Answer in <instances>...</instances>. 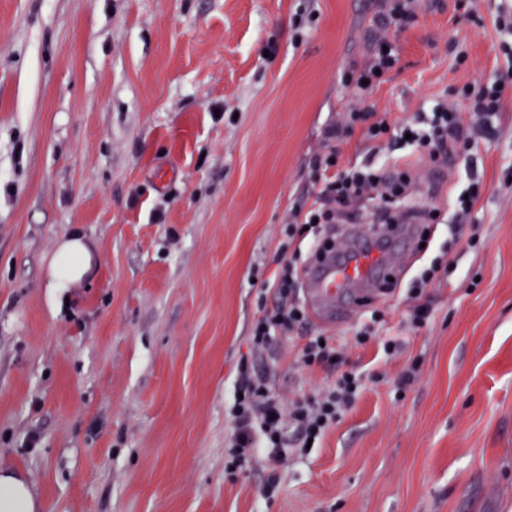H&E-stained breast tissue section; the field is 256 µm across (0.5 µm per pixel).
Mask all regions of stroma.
I'll return each instance as SVG.
<instances>
[{"label": "stroma", "instance_id": "1", "mask_svg": "<svg viewBox=\"0 0 512 512\" xmlns=\"http://www.w3.org/2000/svg\"><path fill=\"white\" fill-rule=\"evenodd\" d=\"M502 6L480 0L478 26L457 0H423L364 102L402 119L502 77ZM373 14V0H0V468L43 512H512V81L444 181L412 161L409 203L439 217L406 277L256 360L284 403L312 397L334 374L297 355L334 337L363 377L355 406L277 470L225 468L283 225L326 178L316 158ZM474 175L485 189L457 232L448 212ZM74 232L96 274L54 297L47 263ZM430 267L414 328L407 289ZM375 311L376 338L353 344Z\"/></svg>", "mask_w": 512, "mask_h": 512}]
</instances>
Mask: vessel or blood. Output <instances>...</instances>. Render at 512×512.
Returning a JSON list of instances; mask_svg holds the SVG:
<instances>
[{
  "label": "vessel or blood",
  "mask_w": 512,
  "mask_h": 512,
  "mask_svg": "<svg viewBox=\"0 0 512 512\" xmlns=\"http://www.w3.org/2000/svg\"><path fill=\"white\" fill-rule=\"evenodd\" d=\"M415 238L408 226L394 225L390 235L356 244L352 250H321L305 274L304 296L312 316L327 326L401 271L393 257L412 251Z\"/></svg>",
  "instance_id": "1"
}]
</instances>
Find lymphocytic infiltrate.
Returning a JSON list of instances; mask_svg holds the SVG:
<instances>
[{
    "instance_id": "lymphocytic-infiltrate-1",
    "label": "lymphocytic infiltrate",
    "mask_w": 512,
    "mask_h": 512,
    "mask_svg": "<svg viewBox=\"0 0 512 512\" xmlns=\"http://www.w3.org/2000/svg\"><path fill=\"white\" fill-rule=\"evenodd\" d=\"M375 7L373 22L378 34L365 62L352 67L345 79L346 87L361 92L379 85L393 68L396 46L392 35L415 21L420 0H375ZM460 95L468 101L467 109L441 102L415 116L408 131L418 152L428 153L434 160L454 145L471 144L474 126L502 109L503 92L496 83L468 84ZM319 162L331 169L332 175L319 192L317 207L291 214L284 228L288 238H307L309 230H320L325 224H359L366 219L374 224H390L397 219L409 224L426 221L425 212L406 204L412 188L408 170L371 163L342 169L333 150ZM366 199L376 203L374 212L367 216L359 208ZM273 288V305L261 308L252 328L251 344L256 351L266 349L275 336L295 330L304 320L294 292L295 268L291 263L276 271ZM360 387V377L346 371L315 397L294 401L287 408L272 390L268 377L256 372L249 358H242L235 385L237 396L229 411L234 432L228 471L245 472L262 460L280 463L282 450L288 445L306 450L309 441L324 437L354 404Z\"/></svg>"
}]
</instances>
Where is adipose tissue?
I'll use <instances>...</instances> for the list:
<instances>
[{
  "mask_svg": "<svg viewBox=\"0 0 512 512\" xmlns=\"http://www.w3.org/2000/svg\"><path fill=\"white\" fill-rule=\"evenodd\" d=\"M95 271L91 245L78 234L65 237L47 265V285L58 291L80 286ZM42 504L24 477L0 469V512H40Z\"/></svg>",
  "mask_w": 512,
  "mask_h": 512,
  "instance_id": "obj_1",
  "label": "adipose tissue"
}]
</instances>
